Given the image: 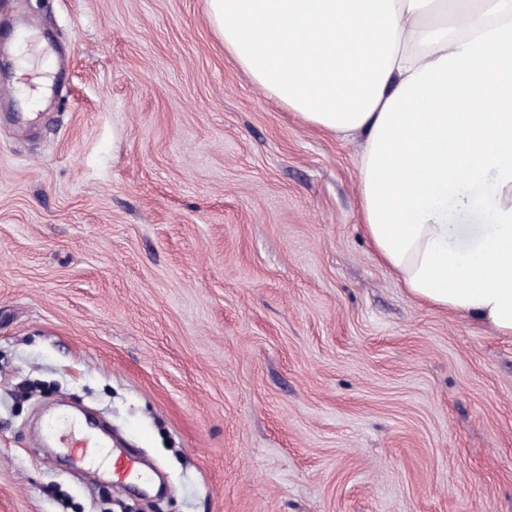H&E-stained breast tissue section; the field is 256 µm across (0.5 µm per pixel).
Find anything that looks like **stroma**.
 <instances>
[{
	"label": "stroma",
	"mask_w": 512,
	"mask_h": 512,
	"mask_svg": "<svg viewBox=\"0 0 512 512\" xmlns=\"http://www.w3.org/2000/svg\"><path fill=\"white\" fill-rule=\"evenodd\" d=\"M361 145L207 0H0V512H512V338L377 259ZM58 408L164 490L48 447Z\"/></svg>",
	"instance_id": "obj_1"
}]
</instances>
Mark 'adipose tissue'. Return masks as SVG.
<instances>
[{
	"mask_svg": "<svg viewBox=\"0 0 512 512\" xmlns=\"http://www.w3.org/2000/svg\"><path fill=\"white\" fill-rule=\"evenodd\" d=\"M310 125L359 135L361 230L416 301L512 337V0H207ZM486 217L462 233L451 205Z\"/></svg>",
	"mask_w": 512,
	"mask_h": 512,
	"instance_id": "obj_1",
	"label": "adipose tissue"
}]
</instances>
